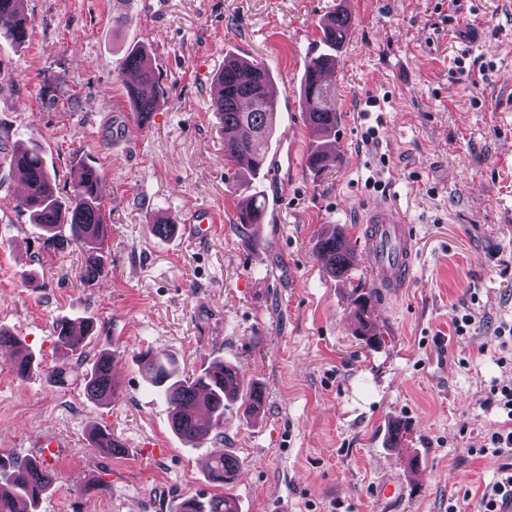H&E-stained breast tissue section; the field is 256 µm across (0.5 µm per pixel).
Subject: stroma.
Segmentation results:
<instances>
[{
	"mask_svg": "<svg viewBox=\"0 0 512 512\" xmlns=\"http://www.w3.org/2000/svg\"><path fill=\"white\" fill-rule=\"evenodd\" d=\"M112 3L24 0L29 37H0V144L39 147L61 197L80 161L108 184L105 272L88 283L77 247L47 249L15 211V177L0 166V328L38 365L20 380L0 357V454L46 457L55 483L40 512H175L189 495L227 496L240 512H479L500 461L474 450L502 422L483 400L512 379L499 362L512 344L500 349L494 334L512 321V0H166L158 20L138 0ZM338 8L352 19L336 65L341 120L336 155L314 176L298 99L319 24ZM470 30L481 34L471 45ZM134 47L159 102L147 126L115 142ZM229 55L267 65L281 108L261 184L271 221L247 238L235 222L249 188L224 160L211 109ZM475 59L486 71L474 80L457 64ZM377 203L413 227L416 268L398 293H378L381 343L369 349L349 318L351 285H373L366 260L347 286L315 243L341 226L359 244ZM199 207L221 218L209 240L153 233L156 218ZM457 309L474 315L475 332L455 335ZM64 317L97 324L84 357L65 364L54 336ZM113 347L120 391L104 405L82 375ZM148 348L188 372L217 358L237 365L266 391L261 415L229 410L222 435L186 446L141 376ZM61 364L59 384L49 374ZM396 423L407 432L392 443ZM99 426L127 442L125 455L91 447ZM217 448L241 463L237 483L201 469ZM381 481L404 499L381 504Z\"/></svg>",
	"mask_w": 512,
	"mask_h": 512,
	"instance_id": "stroma-1",
	"label": "stroma"
}]
</instances>
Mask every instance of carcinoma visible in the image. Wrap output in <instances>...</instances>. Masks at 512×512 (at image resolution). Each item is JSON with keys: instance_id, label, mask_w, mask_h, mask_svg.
<instances>
[{"instance_id": "cac0c4a2", "label": "carcinoma", "mask_w": 512, "mask_h": 512, "mask_svg": "<svg viewBox=\"0 0 512 512\" xmlns=\"http://www.w3.org/2000/svg\"><path fill=\"white\" fill-rule=\"evenodd\" d=\"M24 0H0V36L22 43L26 36L17 30L27 25L22 4ZM351 18L336 10L320 25L318 47L310 51L304 63V82L301 103L310 132L309 167L319 173L325 169V159L331 154L336 140L340 113L336 102V87L324 80L325 71L336 70V52L349 40ZM145 53L131 50L125 59L124 70L138 75L130 85L135 93L132 101L136 124L155 111L158 99V80L154 72L143 68ZM272 75L260 62L237 56L224 58V67L215 78L212 109L218 119L224 141V160L237 175L249 181L259 179L265 169L269 147L278 127V101L271 92ZM25 161L31 196L17 199V208L29 213L33 223L48 233L47 246L64 251L79 242L85 247L84 277L91 281L104 271V243L107 232L106 215L96 191L90 186L93 178L101 179L98 168L80 164L73 171L72 198L64 202L45 166L42 154L35 147L19 148ZM316 257L335 278L344 280L351 275L355 256L344 231L324 234L315 245ZM376 292L359 285L352 287L350 305L355 333L370 345L380 343V333L373 320ZM87 317L63 319L55 327L56 350L61 357L75 355L83 349L72 330ZM16 348L12 371L25 379L32 373V353L19 340L0 329V346ZM117 350L104 349L86 369L82 381L86 395L93 401L105 403L115 397L117 386L112 379V361ZM138 365L149 388L167 403L171 411L174 434L185 444L195 443L212 432L224 429V412L236 406L249 416L258 415L255 400L262 394L256 387H245L240 368L222 359L214 360L197 373H184L177 361L159 350H147L138 356ZM241 469L239 461L222 455L213 460L209 469L211 481L224 483ZM53 484L52 475L31 459L0 456V512H39L43 497ZM194 512H234L228 498L213 495L197 497Z\"/></svg>"}]
</instances>
